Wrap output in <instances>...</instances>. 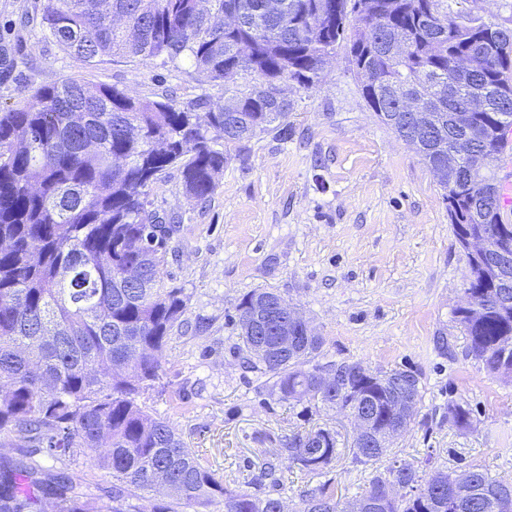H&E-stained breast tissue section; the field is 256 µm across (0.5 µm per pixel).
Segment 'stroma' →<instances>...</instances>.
<instances>
[{
    "instance_id": "obj_1",
    "label": "stroma",
    "mask_w": 512,
    "mask_h": 512,
    "mask_svg": "<svg viewBox=\"0 0 512 512\" xmlns=\"http://www.w3.org/2000/svg\"><path fill=\"white\" fill-rule=\"evenodd\" d=\"M45 5L0 0V49L8 57L0 109L20 104L19 86L32 92L66 78L141 98L165 95L180 107L201 95L223 100V83L187 65L75 60L41 32ZM288 97L287 135L265 132L231 147L208 202L183 194L177 166L147 191L151 210L176 221L161 272L186 303L148 406L236 491L252 490L285 436L322 424L348 435L345 418L298 415L233 356L235 307L264 288L299 308L323 336L326 358L420 372L423 402L393 456L422 468L476 466L512 483V382L468 356L454 319L466 258L436 176L366 105L344 51L319 83L289 82ZM455 404L469 409L471 429L449 426ZM281 471L292 490L328 479L342 497L362 492L373 473L354 464L346 446L328 476L288 463Z\"/></svg>"
}]
</instances>
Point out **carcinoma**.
Instances as JSON below:
<instances>
[{
  "label": "carcinoma",
  "mask_w": 512,
  "mask_h": 512,
  "mask_svg": "<svg viewBox=\"0 0 512 512\" xmlns=\"http://www.w3.org/2000/svg\"><path fill=\"white\" fill-rule=\"evenodd\" d=\"M264 0H49L40 26L82 62L126 57L173 68L187 60L195 70L228 86L244 74L257 76L248 90L232 91L224 104L200 99L180 108L170 99L130 96L115 86H89L63 79L44 85L6 111L0 110V512H286L276 472L283 461L315 475L328 473L339 455V433L318 427L281 441L261 477L272 489L233 492L223 477L203 464L169 421L153 415L144 395L159 380L163 353L185 301L163 284L161 265L172 227L146 208L147 189L174 165L182 166L183 190L203 202L216 188L228 155L214 148L248 141L266 131H288L290 107L269 97L270 78L310 85L321 55L345 45L353 69H373L418 88L440 102L435 140L450 141L453 113L467 111V89L485 92L486 109L467 125L477 155L494 162L511 147L512 44L494 25L461 10L442 11L441 0H373L377 39L359 34L361 0H280L279 15ZM240 22L224 28V13ZM408 31L410 49L393 57L383 47L385 29ZM478 53L467 87L448 82L450 64L464 51ZM369 108L391 111L387 88L361 86ZM448 220L456 242L480 227L504 223L501 207L482 225L469 212L478 192L457 179L444 186ZM465 293L483 305L476 320L458 308L457 323L467 351L483 368L512 381V288L479 278L465 280ZM264 312L268 329L252 332L250 321ZM275 292L257 289L236 305L241 367L267 378L281 401L334 412L350 419L367 410L369 399L386 406L370 419L378 436L393 423L387 404L396 384L409 387L415 420L423 399L420 374L398 368L367 376L357 363L327 360L321 336L295 335L288 352L270 359L262 350L278 346ZM344 371L343 383L322 387L318 372ZM448 425L472 426L470 411L448 407ZM81 454L112 478L91 485L69 468L48 469L37 461ZM389 448L353 447V463L373 465ZM459 487L452 473H422L393 459L367 490L342 500L331 485L297 494L298 512H499V499L512 483L491 480L473 467ZM398 486L405 493H392ZM108 500L103 505L102 499Z\"/></svg>",
  "instance_id": "cac0c4a2"
}]
</instances>
